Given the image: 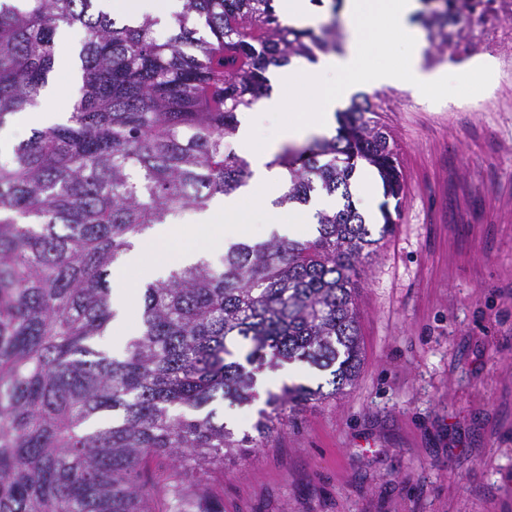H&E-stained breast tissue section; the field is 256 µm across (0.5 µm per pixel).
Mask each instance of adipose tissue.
<instances>
[{"instance_id":"1","label":"adipose tissue","mask_w":512,"mask_h":512,"mask_svg":"<svg viewBox=\"0 0 512 512\" xmlns=\"http://www.w3.org/2000/svg\"><path fill=\"white\" fill-rule=\"evenodd\" d=\"M102 2L106 10L131 21L147 16L164 20L182 4V0ZM420 8V0H343L346 40L341 52L285 70L278 78L279 94L265 99L259 111L243 118L237 139L253 171L245 196L231 195L213 204L201 213L198 226L158 224L136 237L128 258L136 279L131 284L117 280L112 293V304L118 312L115 325H122L126 319L124 298L131 287L163 276L168 268L184 267L200 259V251L191 243L196 235H204L210 245L220 247L240 237L245 225L273 224L281 235L291 238L314 223L317 211L335 206L334 198L325 197L316 205L283 213L274 204L283 172L273 160L284 144L331 136L337 109L358 88L396 84L421 96L446 84L447 72H430L421 66L424 41L413 21ZM396 38L407 47V63L401 71L384 61ZM287 101L295 105V113L271 134H263V114L280 111Z\"/></svg>"}]
</instances>
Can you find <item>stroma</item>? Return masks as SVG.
I'll return each mask as SVG.
<instances>
[{
  "mask_svg": "<svg viewBox=\"0 0 512 512\" xmlns=\"http://www.w3.org/2000/svg\"><path fill=\"white\" fill-rule=\"evenodd\" d=\"M366 94L404 193L357 278L358 377L203 480L224 512H512V21L429 99Z\"/></svg>",
  "mask_w": 512,
  "mask_h": 512,
  "instance_id": "35a3bbf8",
  "label": "stroma"
}]
</instances>
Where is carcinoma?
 <instances>
[{"label":"carcinoma","instance_id":"cac0c4a2","mask_svg":"<svg viewBox=\"0 0 512 512\" xmlns=\"http://www.w3.org/2000/svg\"><path fill=\"white\" fill-rule=\"evenodd\" d=\"M94 0H0V125L38 104L63 27L85 33L79 97L67 122L36 130L0 163V512H191L186 472L222 468L261 448L327 398L322 386L267 391L254 434L238 436L214 405L258 397L256 373L302 362L340 390L361 360L355 278L379 237L350 199L360 164L397 198L391 134L367 117L368 97L342 113L337 135L285 147L272 165L286 181L275 204L341 192L318 213L317 235L274 232L231 243L145 285L141 328L122 354L97 348L114 311L106 276L130 239L204 209L252 177L227 150L238 112L269 89L266 73L293 57L341 50L284 23L274 0H184L167 37L157 21L117 24ZM413 21L428 58L512 19V0H421ZM204 22L201 34L194 21ZM170 469L150 478V459Z\"/></svg>","mask_w":512,"mask_h":512}]
</instances>
